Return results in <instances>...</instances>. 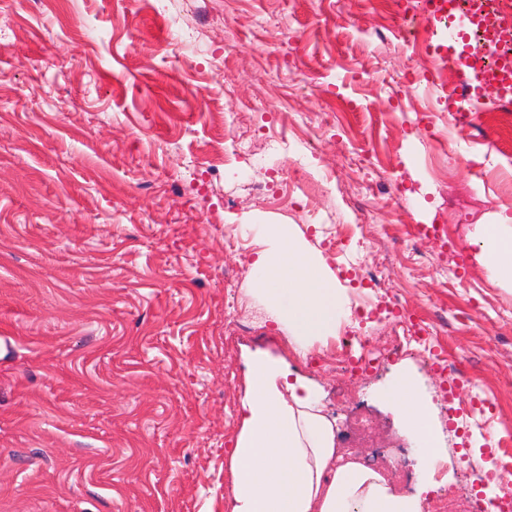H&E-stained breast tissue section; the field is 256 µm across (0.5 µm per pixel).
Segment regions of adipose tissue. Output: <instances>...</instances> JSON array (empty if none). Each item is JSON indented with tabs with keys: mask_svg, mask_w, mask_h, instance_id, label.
Segmentation results:
<instances>
[{
	"mask_svg": "<svg viewBox=\"0 0 512 512\" xmlns=\"http://www.w3.org/2000/svg\"><path fill=\"white\" fill-rule=\"evenodd\" d=\"M266 246L253 281L273 322L306 355L336 333V277L322 257L286 224L263 225ZM476 266L512 286V218L477 224L466 235ZM240 430L230 453L231 512H423L420 500L394 493L386 478L358 459L337 463L336 435L316 389L290 366L266 355L248 364ZM404 425L432 459L434 429L409 384L397 390Z\"/></svg>",
	"mask_w": 512,
	"mask_h": 512,
	"instance_id": "1",
	"label": "adipose tissue"
}]
</instances>
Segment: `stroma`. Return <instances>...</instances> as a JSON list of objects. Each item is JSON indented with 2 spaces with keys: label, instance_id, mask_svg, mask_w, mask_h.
Listing matches in <instances>:
<instances>
[{
  "label": "stroma",
  "instance_id": "stroma-1",
  "mask_svg": "<svg viewBox=\"0 0 512 512\" xmlns=\"http://www.w3.org/2000/svg\"><path fill=\"white\" fill-rule=\"evenodd\" d=\"M176 24L200 51L174 45ZM428 38L400 0H0V512H225L258 352L317 384L346 454L400 493L430 506L462 487L470 512L512 494L462 456H500L512 434V288L465 250L472 225L512 216V112L489 97L454 123L459 74ZM303 165L326 191L280 208L250 190ZM271 220L335 273L339 328L368 307L385 349L401 317L375 306L397 298L474 383L413 355L356 374L295 356L251 291ZM338 222L353 233L333 253ZM232 226L246 253L225 250ZM404 380L440 436L428 465L393 397Z\"/></svg>",
  "mask_w": 512,
  "mask_h": 512
}]
</instances>
